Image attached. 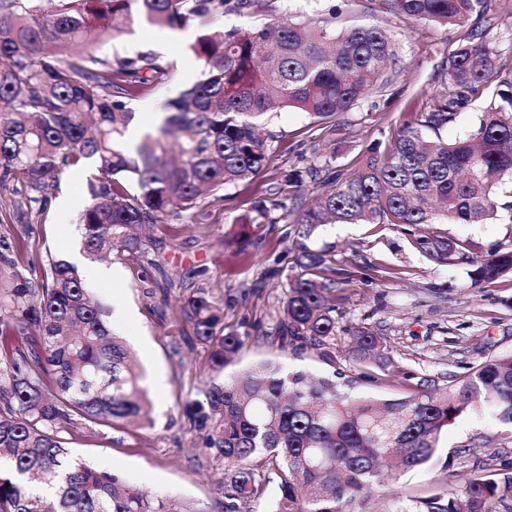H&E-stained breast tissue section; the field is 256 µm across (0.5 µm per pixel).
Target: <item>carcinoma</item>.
Here are the masks:
<instances>
[{
  "instance_id": "1",
  "label": "carcinoma",
  "mask_w": 512,
  "mask_h": 512,
  "mask_svg": "<svg viewBox=\"0 0 512 512\" xmlns=\"http://www.w3.org/2000/svg\"><path fill=\"white\" fill-rule=\"evenodd\" d=\"M140 3L147 21L182 29L197 18L242 12L254 0H0V186L23 185L44 210L60 176L92 165L80 212L91 259L146 256L137 230L196 215L224 187L268 164L258 133L268 113L295 108L328 136L336 117L384 88L402 69L383 27L308 28L288 15L245 29L208 30L191 46L202 78L167 103L168 115L134 151L120 149L133 114L126 99L166 83L171 65L150 52L101 57L99 38L120 32ZM392 14L444 25L472 22L451 51L447 82L456 92L417 112L389 144L367 150L354 172L325 161L287 171L296 187L321 186L315 204L292 199L295 223L404 224L414 245L439 264L465 261L475 283L512 272V249L470 255L469 243L426 231L430 224H482L498 210L495 181L512 176V78L500 77L499 51L479 31L485 0H381ZM500 102L476 129L452 143L441 130L465 92L489 89ZM21 243L0 240V327L25 337L0 354V512H197L186 501L132 493L119 475L70 458L62 433L86 421L114 428L150 420L141 373L108 310L79 269L53 260L41 279L19 271ZM324 256L304 251L303 274L288 281L275 333L327 351L336 335L331 284L313 278ZM193 334L224 371L241 346L224 332V312L198 288L186 301ZM355 361L377 338L353 330ZM353 380L308 378L261 362L214 383L189 406L204 447L224 460V512L261 492L263 473L279 479L274 512H364L368 489L429 462L444 427L483 411L512 427V353L491 356L441 385L422 378L406 395L356 400ZM512 499V463L481 461L451 489L407 495L395 512H491Z\"/></svg>"
}]
</instances>
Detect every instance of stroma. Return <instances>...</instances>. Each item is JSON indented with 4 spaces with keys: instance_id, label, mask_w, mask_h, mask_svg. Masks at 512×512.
Listing matches in <instances>:
<instances>
[{
    "instance_id": "1",
    "label": "stroma",
    "mask_w": 512,
    "mask_h": 512,
    "mask_svg": "<svg viewBox=\"0 0 512 512\" xmlns=\"http://www.w3.org/2000/svg\"><path fill=\"white\" fill-rule=\"evenodd\" d=\"M337 17H330V9ZM290 13L296 20H334L337 28L378 25L396 38L403 69L392 85L337 117L330 141L309 132V116L289 108L274 113L267 128L277 134L266 168L250 182L227 186L220 202L208 201L194 219L170 226L144 228L151 240L152 264L125 257L109 261L117 278L96 281L94 293L111 314L114 334L130 345L144 372L152 407L148 422L110 429L93 424L64 436L73 457L101 471L121 476L131 489L194 503L199 512H224V462L204 448L188 414L189 403L201 396L214 378L209 351L198 342L183 305L196 289H207L224 308V328L244 334V345L225 375L272 361L291 372L326 376L333 371L357 374L354 396L388 399L405 392V384L389 379L400 369L413 379L465 373L472 364L512 353V274L494 284H477L464 263L441 265L419 252L405 227L392 224H327L302 235L288 214L294 187L282 179L284 170L303 167L316 154H333L339 169L353 167L368 148L427 108L443 93L449 53L467 32L463 26L384 12L380 0H258L253 11H227L208 23L182 29H161L137 18L119 36L105 37L100 54L128 56L158 53L173 67L172 82L129 100L135 122L161 112L168 99L200 80L202 64L191 50L204 27L246 28L274 15ZM486 39L500 52L504 73L512 72V0H488L482 17ZM166 51H158V40ZM92 168L63 174L55 201L27 224L19 223L12 189H0V235L20 240L37 260L26 268L38 279L47 258L81 250L76 223H63L59 199L73 213L86 202ZM274 216L271 224L255 223V204ZM438 232L470 239L474 252L484 254L512 247V211L500 210L485 224H441ZM322 253L321 279L332 281L336 334L331 360L311 347H281L274 328L282 311L288 280L298 274L301 248ZM169 292H161L164 281ZM370 328L381 346V357L364 363L352 359L350 329ZM498 457L512 461V431L486 417L469 414L445 427L440 446L425 467L405 472L397 482L367 495L366 512H393L398 497L451 485L452 474L474 463Z\"/></svg>"
}]
</instances>
